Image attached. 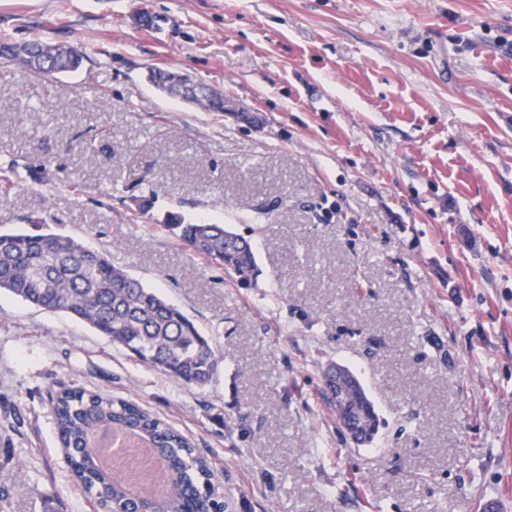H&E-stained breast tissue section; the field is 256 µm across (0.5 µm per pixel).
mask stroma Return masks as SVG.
Returning a JSON list of instances; mask_svg holds the SVG:
<instances>
[{"mask_svg":"<svg viewBox=\"0 0 512 512\" xmlns=\"http://www.w3.org/2000/svg\"><path fill=\"white\" fill-rule=\"evenodd\" d=\"M0 232L107 251L212 337L200 389L89 325L0 296L6 512H99L51 397L138 402L190 438L227 512H512V0H0ZM177 68L204 112L152 85ZM254 245L229 279L168 231ZM348 366L380 421L354 445L321 392ZM0 59L17 68L40 73H73L83 65L85 55L77 47L39 41L0 43Z\"/></svg>","mask_w":512,"mask_h":512,"instance_id":"1","label":"stroma"}]
</instances>
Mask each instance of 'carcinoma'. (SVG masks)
Listing matches in <instances>:
<instances>
[{
	"instance_id": "cac0c4a2",
	"label": "carcinoma",
	"mask_w": 512,
	"mask_h": 512,
	"mask_svg": "<svg viewBox=\"0 0 512 512\" xmlns=\"http://www.w3.org/2000/svg\"><path fill=\"white\" fill-rule=\"evenodd\" d=\"M0 59L40 73H73L85 55L76 47L39 41L0 43ZM183 73L153 71L158 89L183 100ZM168 228L196 256L208 259L240 282L256 271L253 245L222 224H185L173 217ZM0 291L42 310L61 312L85 323L141 363L197 388L209 386L221 367L213 339L154 288L145 287L108 255L75 238L46 232L0 233ZM336 367L323 375L327 402L348 434L365 421L373 439L379 418L359 379L346 397H336ZM53 421L76 479L92 493L101 512H224L212 491L214 471L193 443L136 403L86 388H68L52 401ZM102 429L126 430L145 437L167 468L166 489L136 502L126 477L103 469L91 442Z\"/></svg>"
}]
</instances>
